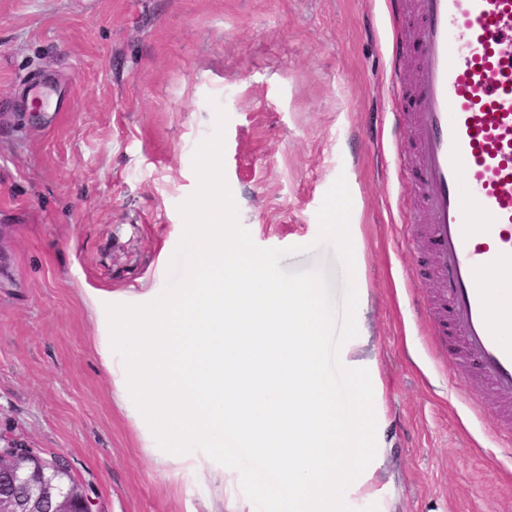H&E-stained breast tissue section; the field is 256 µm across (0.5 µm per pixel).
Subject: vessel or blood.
<instances>
[{"label": "vessel or blood", "mask_w": 512, "mask_h": 512, "mask_svg": "<svg viewBox=\"0 0 512 512\" xmlns=\"http://www.w3.org/2000/svg\"><path fill=\"white\" fill-rule=\"evenodd\" d=\"M414 89L395 87L396 142L415 134L414 166L448 310L433 331L474 363L512 424V340L482 283L512 273V0H415Z\"/></svg>", "instance_id": "obj_1"}]
</instances>
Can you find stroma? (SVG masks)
<instances>
[{
  "label": "stroma",
  "instance_id": "obj_1",
  "mask_svg": "<svg viewBox=\"0 0 512 512\" xmlns=\"http://www.w3.org/2000/svg\"><path fill=\"white\" fill-rule=\"evenodd\" d=\"M385 0H0V434L65 456L101 512H229L144 446L83 303L162 292L192 160L225 108L224 167L262 248L306 245L351 198L359 358L383 385L381 500L355 512H512L478 369L435 356L425 208L393 146Z\"/></svg>",
  "mask_w": 512,
  "mask_h": 512
}]
</instances>
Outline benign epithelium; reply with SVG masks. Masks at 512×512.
Segmentation results:
<instances>
[{
    "instance_id": "obj_1",
    "label": "benign epithelium",
    "mask_w": 512,
    "mask_h": 512,
    "mask_svg": "<svg viewBox=\"0 0 512 512\" xmlns=\"http://www.w3.org/2000/svg\"><path fill=\"white\" fill-rule=\"evenodd\" d=\"M14 490L0 492V512H94L85 486L69 461L45 459L32 446L0 435V475Z\"/></svg>"
}]
</instances>
